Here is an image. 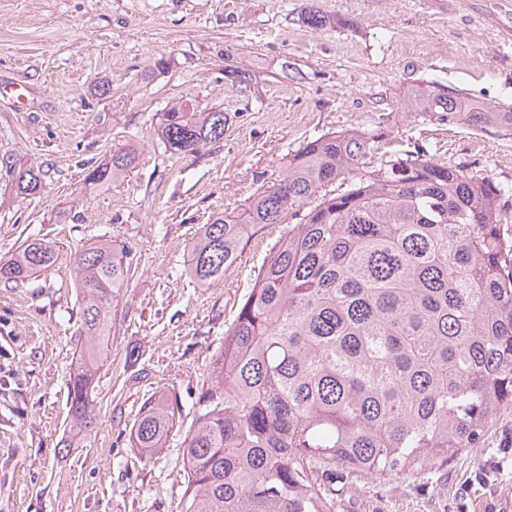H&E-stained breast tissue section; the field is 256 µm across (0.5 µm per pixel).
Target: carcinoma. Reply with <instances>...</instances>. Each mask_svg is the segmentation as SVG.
Listing matches in <instances>:
<instances>
[{
	"instance_id": "cac0c4a2",
	"label": "carcinoma",
	"mask_w": 512,
	"mask_h": 512,
	"mask_svg": "<svg viewBox=\"0 0 512 512\" xmlns=\"http://www.w3.org/2000/svg\"><path fill=\"white\" fill-rule=\"evenodd\" d=\"M406 106L512 135L511 105L474 104L453 88L413 87ZM226 123L222 110L176 104L159 135L189 156L222 140ZM376 139L341 131L310 141L272 188L200 227L187 274L205 288L263 226L298 220L269 250L209 367L214 384L182 443L180 512H336V471L421 474L479 447L492 417L512 407V211L502 188L421 148L367 170ZM135 160L121 150L86 181L108 185ZM12 178L20 195L42 187L32 168ZM58 260L53 243L27 239L0 261V281L21 285ZM75 263L79 347L67 406L70 431L87 439L129 266L112 239ZM182 427L176 393L149 398L130 445L150 459Z\"/></svg>"
}]
</instances>
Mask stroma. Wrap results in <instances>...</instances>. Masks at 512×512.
<instances>
[{
  "label": "stroma",
  "instance_id": "1",
  "mask_svg": "<svg viewBox=\"0 0 512 512\" xmlns=\"http://www.w3.org/2000/svg\"><path fill=\"white\" fill-rule=\"evenodd\" d=\"M313 9L322 27L307 25ZM228 66L251 81L225 77ZM3 80L39 93L27 112L0 100V156L39 169L42 188L17 195L0 171V260L29 237L61 256L20 287L0 283V512H178L182 432L146 462L130 430L163 393H177L192 421L211 358L285 227L266 225L206 288L186 273L191 245L215 215L271 186L307 142L378 133L368 166L421 147L512 197V135L403 104L424 83L512 105V0H0ZM177 101L224 111L223 140L187 157L166 148L157 128ZM129 145L138 159L124 178L86 184ZM105 237L124 246L130 279L99 373V425L66 448L73 261ZM510 490L507 408L481 447L422 478L358 479L339 512H474Z\"/></svg>",
  "mask_w": 512,
  "mask_h": 512
}]
</instances>
